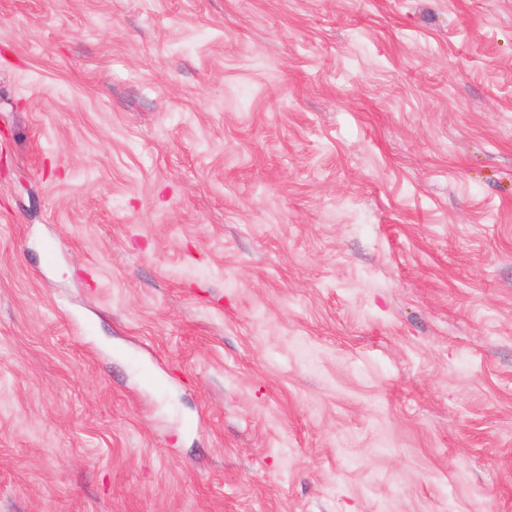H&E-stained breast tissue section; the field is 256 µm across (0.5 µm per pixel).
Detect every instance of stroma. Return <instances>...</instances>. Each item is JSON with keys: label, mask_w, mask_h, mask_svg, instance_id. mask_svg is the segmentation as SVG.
Listing matches in <instances>:
<instances>
[{"label": "stroma", "mask_w": 512, "mask_h": 512, "mask_svg": "<svg viewBox=\"0 0 512 512\" xmlns=\"http://www.w3.org/2000/svg\"><path fill=\"white\" fill-rule=\"evenodd\" d=\"M0 512H512V0H0Z\"/></svg>", "instance_id": "obj_1"}]
</instances>
